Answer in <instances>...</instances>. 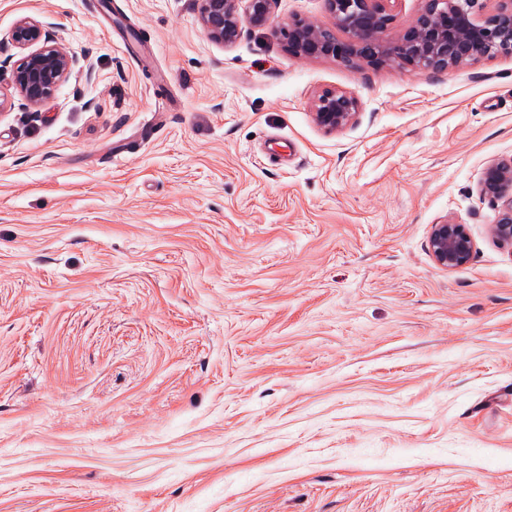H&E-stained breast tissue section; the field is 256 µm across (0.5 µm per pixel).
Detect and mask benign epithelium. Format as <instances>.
Returning a JSON list of instances; mask_svg holds the SVG:
<instances>
[{
	"instance_id": "7a95c632",
	"label": "benign epithelium",
	"mask_w": 512,
	"mask_h": 512,
	"mask_svg": "<svg viewBox=\"0 0 512 512\" xmlns=\"http://www.w3.org/2000/svg\"><path fill=\"white\" fill-rule=\"evenodd\" d=\"M205 34L231 45L241 33L242 21L254 28L271 27L288 51L307 60L333 59L347 65L366 62L404 70L447 72L498 54L512 55V0H421L414 23L393 39L385 33L398 0H325L330 22L317 23L294 16L277 18L278 0H196ZM345 39L336 38V31ZM14 45L25 51L16 62L13 89L33 104L52 95L66 80L75 58L39 22L20 18L11 33ZM358 100L348 92L326 89L314 99L312 115L327 133L349 126L358 114ZM481 196L498 208L491 234L512 250V157L491 162L479 183ZM429 251L448 270L468 263L474 241L452 218L433 225Z\"/></svg>"
}]
</instances>
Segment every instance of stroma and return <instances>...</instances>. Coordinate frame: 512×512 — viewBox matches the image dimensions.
Masks as SVG:
<instances>
[{"mask_svg": "<svg viewBox=\"0 0 512 512\" xmlns=\"http://www.w3.org/2000/svg\"><path fill=\"white\" fill-rule=\"evenodd\" d=\"M78 64L13 93L19 18ZM359 101L328 134L323 90ZM0 512H512V55L210 40L196 0H0ZM466 225L465 266L433 224ZM478 191L498 208L496 224L491 225L495 240L512 250V157L491 162L485 169ZM429 251L438 265L452 270L470 261L474 241L463 224H457L448 217L433 225Z\"/></svg>", "mask_w": 512, "mask_h": 512, "instance_id": "1", "label": "stroma"}]
</instances>
